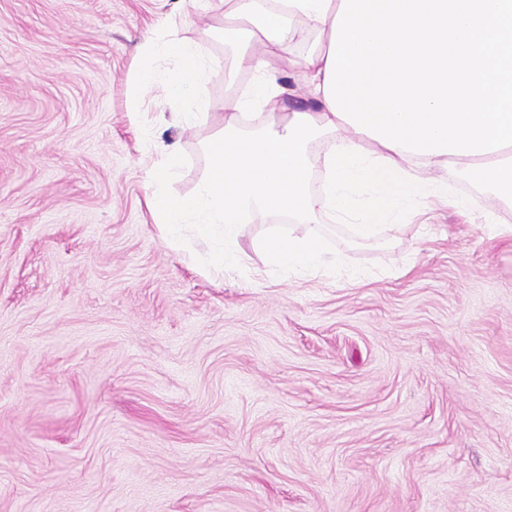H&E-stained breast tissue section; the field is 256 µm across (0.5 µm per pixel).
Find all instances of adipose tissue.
<instances>
[{"mask_svg":"<svg viewBox=\"0 0 512 512\" xmlns=\"http://www.w3.org/2000/svg\"><path fill=\"white\" fill-rule=\"evenodd\" d=\"M224 4V34L236 46L233 66L254 73L256 81L247 93L225 96L224 128L207 145L210 171L192 195L166 189L182 161L178 146L170 147L166 165L153 172L148 205L172 248H185L193 238L207 242L208 269L220 277L242 260L238 239L245 224L285 214L295 220V229L257 240L256 251L267 264L289 272L331 269L336 257L313 226L315 215L352 225L358 236L370 240L384 224L416 215L423 202L435 201L461 214L476 212L490 223L502 207L512 208V146L476 156L416 155L391 150L333 114L324 80L341 0H286L276 13L263 8L261 0ZM297 20L317 34L306 54L291 58L293 68L307 76L304 95L310 104L270 122L264 110L277 107L285 92L271 61L290 52ZM145 54L179 56L181 68L165 81L168 96L189 95L198 110L213 108L196 48L167 37L149 40ZM318 141L327 147L317 156L311 146ZM452 176L470 184L472 194L449 192Z\"/></svg>","mask_w":512,"mask_h":512,"instance_id":"1","label":"adipose tissue"}]
</instances>
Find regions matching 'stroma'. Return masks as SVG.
<instances>
[{
    "label": "stroma",
    "mask_w": 512,
    "mask_h": 512,
    "mask_svg": "<svg viewBox=\"0 0 512 512\" xmlns=\"http://www.w3.org/2000/svg\"><path fill=\"white\" fill-rule=\"evenodd\" d=\"M233 54L221 0H0V512H512V210L320 219L332 276L266 271L275 215L219 281L162 240L150 174L207 176ZM145 54L148 58L179 56L183 61L181 68L165 81L168 96L180 98L190 94L199 111H209L213 108L214 103L204 88L207 78L205 66L196 48L181 39L167 37L149 40L146 43Z\"/></svg>",
    "instance_id": "obj_1"
}]
</instances>
